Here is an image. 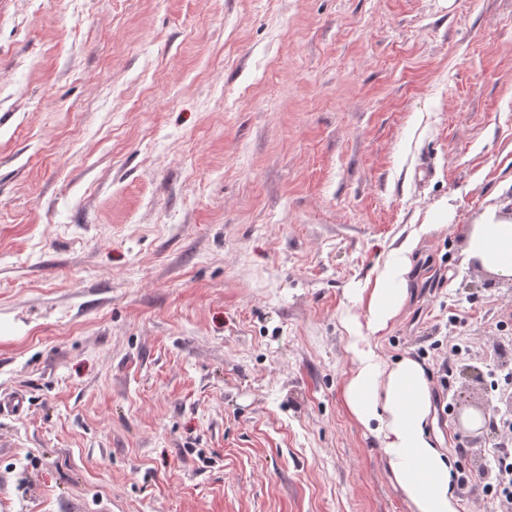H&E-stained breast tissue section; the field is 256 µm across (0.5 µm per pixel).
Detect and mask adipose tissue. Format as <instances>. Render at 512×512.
Returning a JSON list of instances; mask_svg holds the SVG:
<instances>
[{
    "label": "adipose tissue",
    "mask_w": 512,
    "mask_h": 512,
    "mask_svg": "<svg viewBox=\"0 0 512 512\" xmlns=\"http://www.w3.org/2000/svg\"><path fill=\"white\" fill-rule=\"evenodd\" d=\"M415 241L390 251L373 279L355 289L343 318L354 368L342 385L350 415L374 436L411 512H459L452 466L433 427L427 373L405 357L384 362L378 347L408 299ZM464 251L496 279L512 281V218L485 213L472 224Z\"/></svg>",
    "instance_id": "ef3b65f1"
}]
</instances>
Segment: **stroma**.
I'll return each instance as SVG.
<instances>
[{"mask_svg":"<svg viewBox=\"0 0 512 512\" xmlns=\"http://www.w3.org/2000/svg\"><path fill=\"white\" fill-rule=\"evenodd\" d=\"M490 210L512 0H0V512H411L341 388L350 291L412 236L381 355L452 365L459 512H502L508 432L463 421L512 352ZM470 225L464 248L467 258L496 279L512 281V218L488 212ZM505 443L506 445H504ZM498 443L493 448V460L498 470L495 485L483 486L487 497L500 503H512V446L507 442Z\"/></svg>","mask_w":512,"mask_h":512,"instance_id":"35a3bbf8","label":"stroma"}]
</instances>
